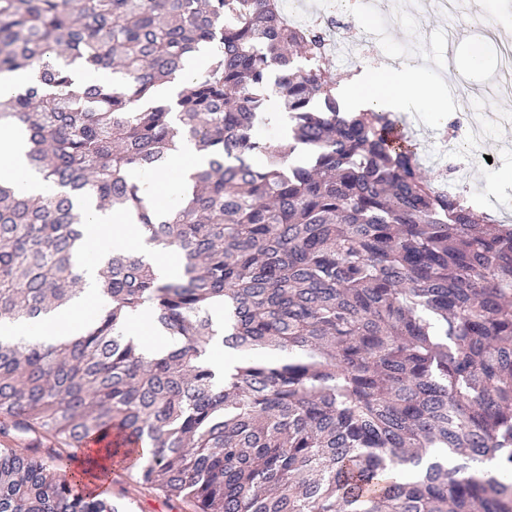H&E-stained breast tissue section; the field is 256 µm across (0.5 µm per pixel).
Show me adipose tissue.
I'll return each instance as SVG.
<instances>
[{
  "label": "adipose tissue",
  "instance_id": "obj_1",
  "mask_svg": "<svg viewBox=\"0 0 512 512\" xmlns=\"http://www.w3.org/2000/svg\"><path fill=\"white\" fill-rule=\"evenodd\" d=\"M338 98L357 110L408 112L434 107L445 112L452 106L443 82L433 80L427 69L416 63L394 70H361L341 83ZM25 151L16 129L0 130V175L11 177L29 196H44L49 185L30 170ZM77 212L81 217L83 241L95 248L94 254L82 250L77 255L76 268L83 283L79 297L73 304L57 309L51 317L6 328L1 326L0 336L22 337L47 346L78 333L88 320L89 308L98 309L104 304L96 280L115 243L125 244L142 256L164 280L177 279L181 274L186 263L184 254L174 248L163 250L147 244L144 229L131 218L98 209L96 202L85 199L79 200ZM108 227L117 229L116 239L104 237L103 231Z\"/></svg>",
  "mask_w": 512,
  "mask_h": 512
}]
</instances>
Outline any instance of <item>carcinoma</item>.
Segmentation results:
<instances>
[{
    "label": "carcinoma",
    "instance_id": "obj_1",
    "mask_svg": "<svg viewBox=\"0 0 512 512\" xmlns=\"http://www.w3.org/2000/svg\"><path fill=\"white\" fill-rule=\"evenodd\" d=\"M29 67L0 128L54 191L0 179V322L72 303L77 196L187 262L165 282L117 249L81 334L0 340V512H123L98 491L119 452L190 512H512V224L438 190L392 113L340 108L326 37L280 0H0V75ZM100 69L112 84L75 82ZM273 97L286 145L254 134ZM184 139L209 156L193 192L148 200L128 172ZM142 307L178 340L162 355L124 329ZM431 448L465 462L410 476Z\"/></svg>",
    "mask_w": 512,
    "mask_h": 512
}]
</instances>
